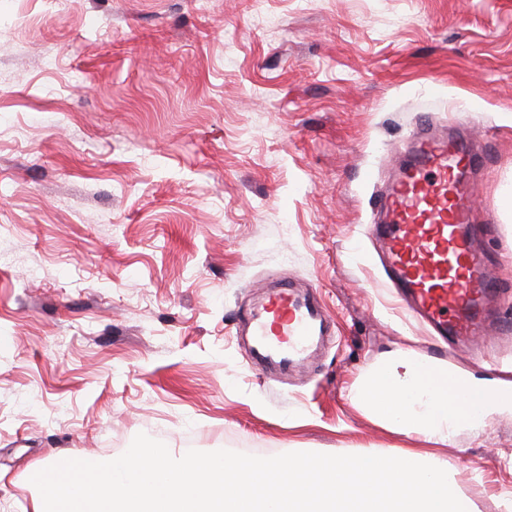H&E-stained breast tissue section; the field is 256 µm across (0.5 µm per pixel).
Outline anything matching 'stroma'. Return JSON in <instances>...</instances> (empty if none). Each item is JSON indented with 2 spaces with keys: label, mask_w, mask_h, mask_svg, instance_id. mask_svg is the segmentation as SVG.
<instances>
[{
  "label": "stroma",
  "mask_w": 512,
  "mask_h": 512,
  "mask_svg": "<svg viewBox=\"0 0 512 512\" xmlns=\"http://www.w3.org/2000/svg\"><path fill=\"white\" fill-rule=\"evenodd\" d=\"M464 119L492 262L512 259V0H0V512L51 457L392 452L351 388L437 349L367 224L421 116ZM311 291L304 369L253 363L241 319ZM474 512H512V413L439 448Z\"/></svg>",
  "instance_id": "obj_1"
}]
</instances>
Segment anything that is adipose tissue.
Here are the masks:
<instances>
[{
  "label": "adipose tissue",
  "instance_id": "ef3b65f1",
  "mask_svg": "<svg viewBox=\"0 0 512 512\" xmlns=\"http://www.w3.org/2000/svg\"><path fill=\"white\" fill-rule=\"evenodd\" d=\"M350 402L377 424L408 437L448 445L459 430L512 412V380L482 378L439 363L428 366L413 349L391 352L354 386Z\"/></svg>",
  "mask_w": 512,
  "mask_h": 512
}]
</instances>
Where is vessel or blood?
<instances>
[{"label":"vessel or blood","instance_id":"1","mask_svg":"<svg viewBox=\"0 0 512 512\" xmlns=\"http://www.w3.org/2000/svg\"><path fill=\"white\" fill-rule=\"evenodd\" d=\"M488 164L464 125L447 133L420 130L375 207L370 235L392 288L429 325L433 335L471 343L494 322L501 283L488 275L472 228L475 175ZM251 358L287 374L329 332L324 310L310 293L285 285L246 316Z\"/></svg>","mask_w":512,"mask_h":512}]
</instances>
